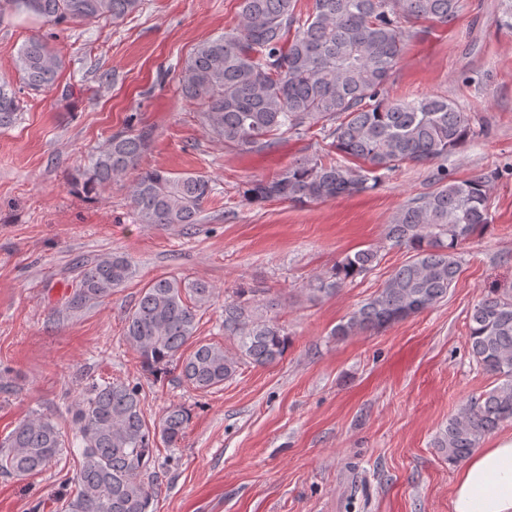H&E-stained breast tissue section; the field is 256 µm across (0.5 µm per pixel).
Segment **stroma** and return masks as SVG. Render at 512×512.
<instances>
[{
  "mask_svg": "<svg viewBox=\"0 0 512 512\" xmlns=\"http://www.w3.org/2000/svg\"><path fill=\"white\" fill-rule=\"evenodd\" d=\"M238 11V0H142L117 25L0 17V79L21 101L15 122L0 127V440L35 412L68 427L89 385L130 382L142 388L147 421L173 403L192 412L179 447L157 453L156 512H449L457 469L435 439L462 403L495 385L470 356L469 315L490 289L512 288V0H464L448 24L417 26L386 85L393 97H448L481 125L477 137L441 166L382 170L370 192L305 205L252 204L242 191L326 153L320 128L241 155L177 92L192 49L234 28ZM34 33L64 61L46 91L24 87L16 69ZM130 122L153 132L142 167L212 179L199 223H138L132 170L92 199L71 187L70 173ZM441 167L456 181L486 176L490 189L491 222L459 249L455 288L381 332L332 336L408 259L387 227L434 189ZM368 246L379 254L371 271L309 299L315 277ZM110 253L129 259L133 277L103 301L66 309L76 262ZM169 275L214 286L196 337L229 350L225 301L260 289L288 334L283 358L242 366L207 393L174 370L144 374L122 339L124 314L146 283ZM74 469L66 451L40 474L0 475V512H56Z\"/></svg>",
  "mask_w": 512,
  "mask_h": 512,
  "instance_id": "obj_1",
  "label": "stroma"
}]
</instances>
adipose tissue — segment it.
<instances>
[{"label": "adipose tissue", "mask_w": 512, "mask_h": 512, "mask_svg": "<svg viewBox=\"0 0 512 512\" xmlns=\"http://www.w3.org/2000/svg\"><path fill=\"white\" fill-rule=\"evenodd\" d=\"M450 512H512V436L479 449L457 472Z\"/></svg>", "instance_id": "obj_1"}]
</instances>
